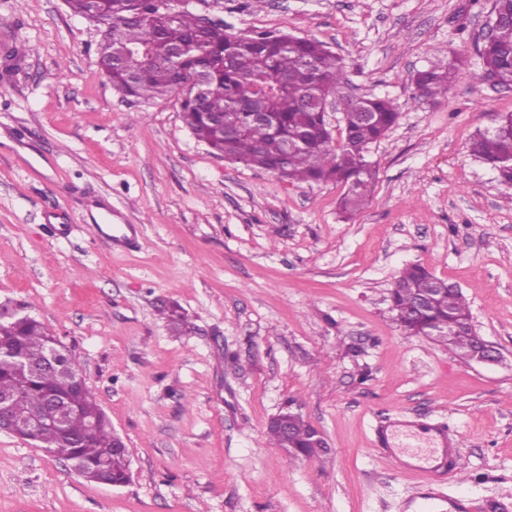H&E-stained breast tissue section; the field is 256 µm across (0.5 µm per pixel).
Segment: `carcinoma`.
<instances>
[{
	"label": "carcinoma",
	"mask_w": 512,
	"mask_h": 512,
	"mask_svg": "<svg viewBox=\"0 0 512 512\" xmlns=\"http://www.w3.org/2000/svg\"><path fill=\"white\" fill-rule=\"evenodd\" d=\"M73 13L112 16V26L99 47V64L112 86L126 95L145 100L162 98L182 90L183 79L196 76L204 90L202 102L188 98L181 104L182 119L191 133L224 157L291 181H336L348 186L341 199L345 212H355L366 203L375 179L368 160L370 144L397 123L398 108L379 97H353L342 92L343 59L314 39L286 34L233 36L224 23L199 25L196 14L182 10L171 19L153 0H66ZM493 11L502 21L477 51L482 69L469 74L476 84L484 83L489 72L512 78V0H494ZM183 46L178 59L167 55L170 46ZM146 47L151 60L145 64L120 59L126 47ZM455 64H434L419 70L414 84L419 94L432 98L448 93L455 79ZM282 76L288 87L264 98L270 122L251 121L242 102L264 91L272 78ZM321 90L339 99L344 122L341 146L333 144L326 117L304 110L300 99ZM293 144L283 152L285 142ZM471 154L489 165L500 183L512 185V114L499 118L492 132L477 134L470 143ZM393 319L410 335L437 332L435 341L468 358L478 339L470 305L463 293L448 287L419 265L406 267L391 290ZM158 312L171 328L183 332L186 326L179 307L162 305ZM55 347V338L37 319L14 324L0 335V393L18 395V410L30 419L42 417L46 399L57 396L73 408L59 428H46L37 436L48 451L68 461L90 482L107 479L122 482L129 468V453L116 448L117 440L109 420L97 402L91 386L76 384L67 373H30L23 362H37ZM291 415L296 450L288 461L319 458L325 448H309L310 424L286 406ZM96 421L93 432L88 423Z\"/></svg>",
	"instance_id": "obj_1"
}]
</instances>
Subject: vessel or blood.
Returning a JSON list of instances; mask_svg holds the SVG:
<instances>
[{
	"label": "vessel or blood",
	"instance_id": "b4317fda",
	"mask_svg": "<svg viewBox=\"0 0 512 512\" xmlns=\"http://www.w3.org/2000/svg\"><path fill=\"white\" fill-rule=\"evenodd\" d=\"M380 449L396 456L400 463L422 473L437 476L448 472V432L435 427L424 429L419 423L403 421L394 435H381Z\"/></svg>",
	"mask_w": 512,
	"mask_h": 512
}]
</instances>
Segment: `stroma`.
I'll list each match as a JSON object with an SVG mask.
<instances>
[{
  "label": "stroma",
  "mask_w": 512,
  "mask_h": 512,
  "mask_svg": "<svg viewBox=\"0 0 512 512\" xmlns=\"http://www.w3.org/2000/svg\"><path fill=\"white\" fill-rule=\"evenodd\" d=\"M223 2L234 33L321 41L354 94L398 106L370 148L374 193L348 217L343 184L214 154L180 93L113 88L100 28L66 0H0V313L25 310L69 349L132 469L128 485L93 483L0 433V512H512V187L468 149L512 113V91L469 78L493 0ZM23 42L32 53L12 58ZM454 57L447 95L420 96L416 71ZM100 198L135 225L131 244L96 237ZM412 264L462 290L502 363L392 320ZM288 400L329 454L291 463L270 439ZM402 417L446 426L444 479L378 453Z\"/></svg>",
  "instance_id": "1"
}]
</instances>
